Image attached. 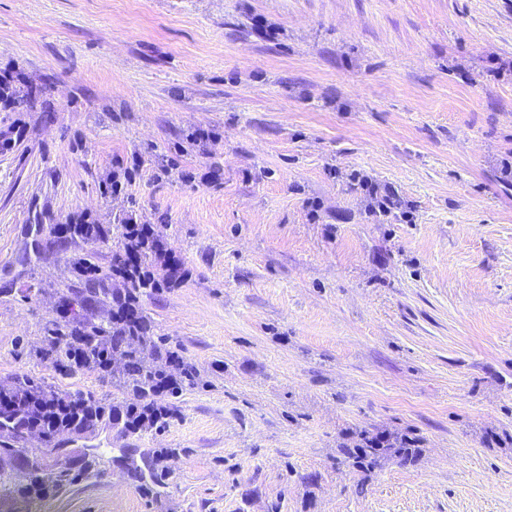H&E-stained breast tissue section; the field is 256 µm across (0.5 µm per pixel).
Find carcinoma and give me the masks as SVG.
I'll list each match as a JSON object with an SVG mask.
<instances>
[{
  "mask_svg": "<svg viewBox=\"0 0 512 512\" xmlns=\"http://www.w3.org/2000/svg\"><path fill=\"white\" fill-rule=\"evenodd\" d=\"M42 112L53 111L46 97V85L29 83L23 87L14 84L13 76L0 77V112ZM68 231L72 237L106 241L113 236L120 246L112 252V265L104 269L94 262L91 254L73 259L72 266L78 277L85 279V285L92 290L109 278L124 277V287L130 304L123 310H112V322L85 323L77 318L55 320L45 328L50 339L65 336H83L88 351L100 352L112 348V380L127 395L146 398L154 385L167 377L170 393L176 395L184 384L196 379L193 369L181 364L183 358L172 354L171 363L157 365L150 360L151 351L157 342L151 336V327L146 315L140 308V297L158 287L151 277L147 262L157 251V244L134 239L127 233V225L114 224L104 229L94 219L79 216L69 222ZM386 452L384 448H347L344 454L353 466L364 469L377 456Z\"/></svg>",
  "mask_w": 512,
  "mask_h": 512,
  "instance_id": "cac0c4a2",
  "label": "carcinoma"
}]
</instances>
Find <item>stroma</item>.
<instances>
[{"mask_svg":"<svg viewBox=\"0 0 512 512\" xmlns=\"http://www.w3.org/2000/svg\"><path fill=\"white\" fill-rule=\"evenodd\" d=\"M4 72L54 110L0 112V386L124 398L43 354L117 246L80 215L161 235L141 307L200 382L113 447L1 436L0 512H512V0H0ZM349 179L354 183L357 182L361 188L369 190L371 199L374 200V204H372L373 212L388 215L392 212V209L399 208V204H397L395 199V194L391 189L385 188L383 194H378V189L372 187L366 177L360 176V173L358 172H353L349 176ZM57 492V485L37 470L31 473L28 482L19 489L20 494L35 498H46Z\"/></svg>","mask_w":512,"mask_h":512,"instance_id":"35a3bbf8","label":"stroma"}]
</instances>
